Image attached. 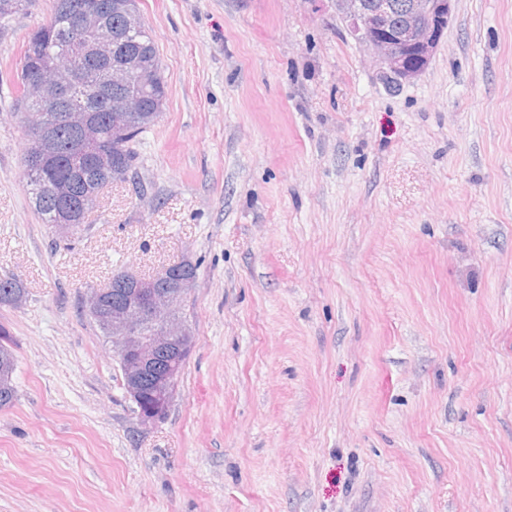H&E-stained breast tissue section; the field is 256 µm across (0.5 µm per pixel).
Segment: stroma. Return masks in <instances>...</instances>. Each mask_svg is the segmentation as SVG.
<instances>
[{"instance_id": "35a3bbf8", "label": "stroma", "mask_w": 512, "mask_h": 512, "mask_svg": "<svg viewBox=\"0 0 512 512\" xmlns=\"http://www.w3.org/2000/svg\"><path fill=\"white\" fill-rule=\"evenodd\" d=\"M0 24V512H512V0H457L390 91L335 0H139L167 82L148 185L56 247ZM191 256L195 337L143 425L87 288ZM11 334L9 329L3 323H0V381L2 377H11V384L0 385V409L8 408L13 405L16 400V389L14 385V374L17 368V358L12 346ZM12 359L11 365H4V358ZM3 358V360H2Z\"/></svg>"}]
</instances>
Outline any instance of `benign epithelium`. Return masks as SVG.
<instances>
[{"instance_id": "1", "label": "benign epithelium", "mask_w": 512, "mask_h": 512, "mask_svg": "<svg viewBox=\"0 0 512 512\" xmlns=\"http://www.w3.org/2000/svg\"><path fill=\"white\" fill-rule=\"evenodd\" d=\"M456 0H336L347 20L352 37L371 50L380 77L395 86L418 78L429 66L454 16ZM120 14L126 29H139L143 20L138 0H111L106 9L88 6L78 15V30L92 53L106 54L118 42L120 33L107 17ZM146 68L145 54L127 55L112 64V73L81 67L63 72L51 85L42 83V74L27 75L28 89L55 103L67 100L78 89L99 91L105 84L120 92L118 112L112 117V139L128 135V120L143 112L151 94L150 84L136 77ZM66 125L77 132L76 147L91 155L93 169L112 177L114 183L130 182L131 173L116 164L112 153L101 147L100 126L92 122L84 108L63 114ZM46 147H37L28 156L36 170L47 162L52 129L45 133ZM81 216L72 211L56 214L53 227L61 239H69L80 228ZM195 278L168 268L152 277L130 271L112 275L111 283L91 287L84 307L103 319L112 352L122 376L126 397L137 406L142 423L156 425L165 420L177 391L182 367L194 347V337L186 320L179 316Z\"/></svg>"}]
</instances>
